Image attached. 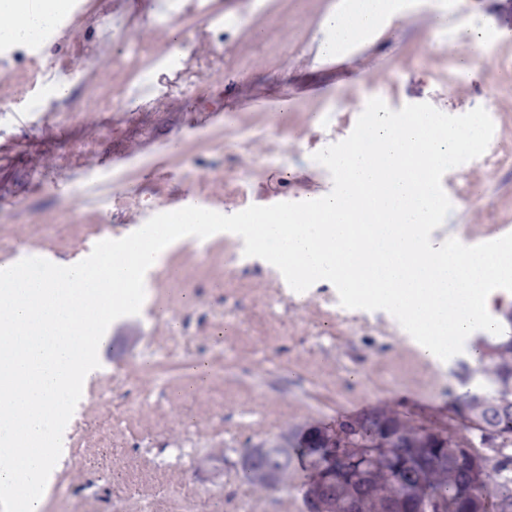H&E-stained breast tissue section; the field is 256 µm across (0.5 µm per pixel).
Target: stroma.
Wrapping results in <instances>:
<instances>
[{
  "label": "stroma",
  "instance_id": "stroma-1",
  "mask_svg": "<svg viewBox=\"0 0 512 512\" xmlns=\"http://www.w3.org/2000/svg\"><path fill=\"white\" fill-rule=\"evenodd\" d=\"M341 0H211L231 28L211 53L195 17L176 24L191 46L178 71L151 82L159 104L116 97L110 112H69L30 90L40 109L0 110V252L74 259L123 235L152 209L203 198L230 215L246 203L319 198L332 189L313 161L345 139L373 97L427 102L460 115L484 107L488 154L442 187L453 208L435 237L482 243L512 233V0H406L383 37L323 66V19ZM53 55L81 45L119 57L94 17L133 19L157 56L169 32L152 0H82ZM502 34L491 56L463 64L466 28ZM99 184L130 201L104 216L84 204ZM149 308L112 331L109 368L87 388L70 457L44 512H306L296 466L285 487L256 491L234 466L240 449L389 407L413 423L471 431L452 409L458 358L421 360L385 313L343 308L325 284L285 292L232 236L175 246L154 276ZM206 367L196 385L188 368Z\"/></svg>",
  "mask_w": 512,
  "mask_h": 512
}]
</instances>
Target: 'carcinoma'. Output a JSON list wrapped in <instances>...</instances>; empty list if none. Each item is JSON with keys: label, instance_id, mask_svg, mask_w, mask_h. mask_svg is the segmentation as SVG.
<instances>
[{"label": "carcinoma", "instance_id": "cac0c4a2", "mask_svg": "<svg viewBox=\"0 0 512 512\" xmlns=\"http://www.w3.org/2000/svg\"><path fill=\"white\" fill-rule=\"evenodd\" d=\"M477 363H461L456 377L465 387L474 375L494 379L498 390L483 395L480 390L468 389L461 396V408L475 417H482L496 428L494 436H480L482 443L492 444L487 456L488 512H512V336L479 340ZM419 426L397 412L383 407L368 414L348 417L330 428H310L303 433H288V451L282 461L274 464L280 469V483L288 481L295 458L308 460L309 479L327 478L336 493V512H390L391 495L395 486L407 489L420 502L443 499L448 512H464V500L471 483L466 456L451 450L448 441H437L425 449L428 460L419 463L407 459L408 449L391 448L388 454H377V442L387 433L407 439L415 436ZM334 433L344 442L345 459L336 472L327 474L322 461L327 452L322 436Z\"/></svg>", "mask_w": 512, "mask_h": 512}]
</instances>
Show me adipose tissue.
I'll return each mask as SVG.
<instances>
[{
  "label": "adipose tissue",
  "mask_w": 512,
  "mask_h": 512,
  "mask_svg": "<svg viewBox=\"0 0 512 512\" xmlns=\"http://www.w3.org/2000/svg\"><path fill=\"white\" fill-rule=\"evenodd\" d=\"M66 7L65 0H0V38L25 41L36 38ZM400 15L391 0H342L323 24L326 38L318 56L331 64L379 38Z\"/></svg>",
  "instance_id": "adipose-tissue-1"
}]
</instances>
